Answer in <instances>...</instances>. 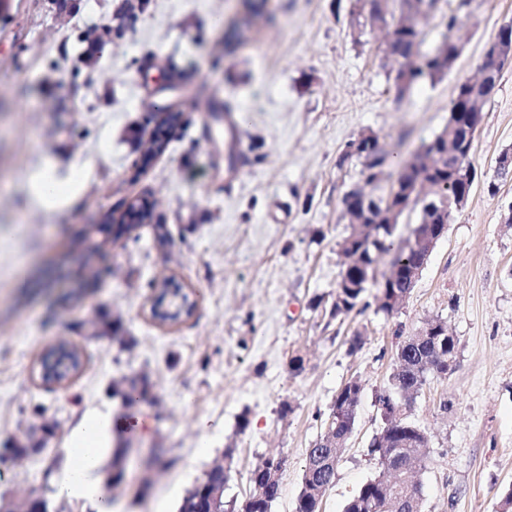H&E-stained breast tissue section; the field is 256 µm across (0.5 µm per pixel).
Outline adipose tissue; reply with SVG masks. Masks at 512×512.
<instances>
[{
    "mask_svg": "<svg viewBox=\"0 0 512 512\" xmlns=\"http://www.w3.org/2000/svg\"><path fill=\"white\" fill-rule=\"evenodd\" d=\"M126 426V421H113L107 414L89 417L76 427L68 443L69 466L58 485L60 494L86 500L95 512H115L101 463L111 448L114 430Z\"/></svg>",
    "mask_w": 512,
    "mask_h": 512,
    "instance_id": "1",
    "label": "adipose tissue"
}]
</instances>
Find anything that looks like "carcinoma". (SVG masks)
I'll list each match as a JSON object with an SVG mask.
<instances>
[{"label": "carcinoma", "mask_w": 512, "mask_h": 512, "mask_svg": "<svg viewBox=\"0 0 512 512\" xmlns=\"http://www.w3.org/2000/svg\"><path fill=\"white\" fill-rule=\"evenodd\" d=\"M386 0H355L352 14L378 18L385 14ZM148 0H120L113 19L117 25L108 22L84 34V42L93 48H102L112 42V32H120L125 21L143 12ZM412 0H401L399 16L392 18L393 53L400 61L394 83L396 93L404 95L421 80L435 82L445 76L444 62L437 56L424 55L417 64L404 65L414 49L421 42V30L413 18ZM496 86L473 89L468 82L458 85L451 100L448 123L433 138L422 143L408 158H400L396 182L405 191L413 188L423 176L433 183L431 199L437 203L448 202V212L432 215V223L451 221L457 213L454 199L471 189L477 177L473 163L474 139L467 137L459 126L455 113L469 101L484 108L495 92ZM355 156L362 160L367 180H373L382 173L388 153L376 151L374 145L364 143ZM356 206L347 210L351 233L340 244V252L347 257L357 255L354 266L344 267L336 284V300L332 303L330 317L335 319L352 311L361 301L368 286L377 288L379 295L386 298L408 297L414 287L412 270L421 264L420 257L409 252L402 245H393L392 238L396 225L388 222L374 223V218L387 204L409 206L407 200L398 197L377 198L368 201L359 198L360 192L352 189ZM162 205L154 199L142 205H130L116 219L104 214L100 223L103 230L116 241L130 238L133 230L153 221L154 212ZM94 248L80 256L67 254L55 261L51 269L61 272L68 264L78 261L88 266V275L96 278L100 271L89 265ZM389 257L391 275H377V267L383 257ZM155 292L151 307L152 318L161 325H176L191 318L197 302L191 294L177 287L169 276L155 278L148 283ZM90 332L86 339H103L119 326V320L111 322L101 317L87 321ZM457 341L448 332L444 321L435 319L412 336L401 341L396 349V361L390 376V385L401 393L403 400L391 394H380L378 404L383 412L384 425L369 442L368 454L379 465L378 473L363 482L348 498L343 512H396L393 497L404 500L403 512H424L425 505L421 486L415 482V473L425 467L426 449L429 440L425 428L406 420L400 415L401 409L415 397L427 380V376L446 375L448 368L455 365ZM84 365L82 348L65 336L54 337L43 350L37 363L38 378L46 385L62 386L81 371ZM362 393L359 380L351 379L336 393L325 419L324 437L308 449L302 473L301 490L295 503V512H320L327 490L336 480V467L325 465V461L339 462L342 444L354 432L356 410ZM112 396L121 398L126 406L153 397V384L148 374L142 373L112 384ZM60 430L57 420L46 421L30 429L22 438H12L0 445V462L22 463L33 454L41 452ZM128 448L118 441L112 450V471L110 481L118 486L125 476ZM225 464L216 465L206 471L203 477L189 489L182 499L179 512H272L273 504L279 498L280 484L277 478L282 469L283 459L268 455L249 473V489L244 495L221 498L214 501L212 493L220 485H227L233 464L231 450L224 453Z\"/></svg>", "instance_id": "cac0c4a2"}]
</instances>
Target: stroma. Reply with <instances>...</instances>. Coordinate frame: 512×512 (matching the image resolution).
I'll return each instance as SVG.
<instances>
[{"instance_id": "1", "label": "stroma", "mask_w": 512, "mask_h": 512, "mask_svg": "<svg viewBox=\"0 0 512 512\" xmlns=\"http://www.w3.org/2000/svg\"><path fill=\"white\" fill-rule=\"evenodd\" d=\"M352 0H267L243 42L224 31L245 14L243 0H149L126 23L108 54L87 51L82 30L106 23L112 0H75L59 17L50 0H6L0 7V443L23 435L40 417L61 429L44 451L0 465V495L22 499L38 489L49 512H90L52 484L65 464L72 428L108 411L143 419L130 429L125 482L112 493L124 512H178L186 491L225 451H232L226 496L244 494L264 456L285 462L273 512H294L308 448L325 431L337 391L358 379L356 427L322 512H342L348 496L374 475L367 455L383 425L379 394L388 391L396 348L430 319L444 320L458 344L445 376L429 377L406 411L430 437L417 475L425 512H499L512 488V178L497 159L512 150V63L500 73L474 141L478 178L455 213L415 287L393 316L376 313V288L365 305L330 318L312 298L335 292L340 244L351 226L344 197L357 187L382 197L395 168L367 183L360 159L344 157L360 134L386 149L414 150L448 121L458 84L471 79L500 26L512 23V0H439L421 20L428 53L458 18L461 53L448 75L423 80L404 96L396 65L382 47L387 26H355ZM185 75L172 88L171 67ZM112 72L111 84L100 79ZM233 101L243 116L238 138L203 136L205 115L190 98L197 87ZM182 100L189 118L169 132L162 155L142 164L136 138L157 123L143 104ZM73 177L78 198L44 210L28 205L26 181L43 163ZM157 197L153 224L170 231L166 246L153 225L139 240L109 244L97 267L111 275L65 303L82 270L32 292L31 281L70 248L76 231L100 234L93 215H121ZM174 277L196 294L187 321L162 326L149 315V281ZM119 320L114 338L85 341L92 311ZM359 350H351L355 335ZM55 336L85 345L82 373L67 387L42 386L34 370ZM300 372L288 370L292 357ZM146 373L152 400L124 409L112 382ZM171 466L156 472L153 449ZM150 479L145 495L139 480Z\"/></svg>"}]
</instances>
